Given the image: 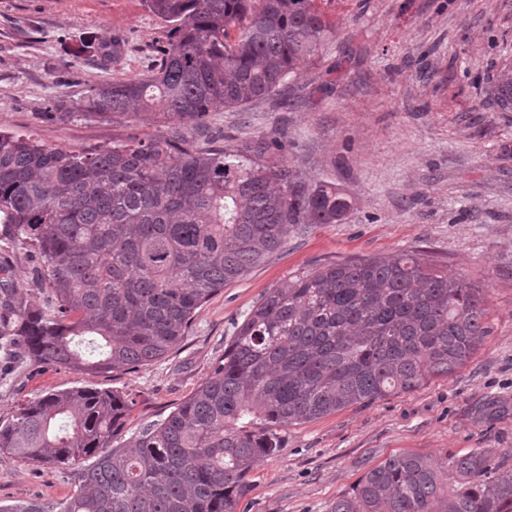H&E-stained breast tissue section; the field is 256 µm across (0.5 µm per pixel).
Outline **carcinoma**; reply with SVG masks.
<instances>
[{"mask_svg": "<svg viewBox=\"0 0 512 512\" xmlns=\"http://www.w3.org/2000/svg\"><path fill=\"white\" fill-rule=\"evenodd\" d=\"M169 29L144 78L90 90L73 110L162 131L93 151L51 149L0 132V224L33 245L29 307L0 261V350L89 375L167 357L196 311L282 248L298 224H341L351 198L306 184L284 144L225 141L207 124L297 76L335 29L317 0H144ZM81 52L118 59L117 40ZM512 111V65L493 85ZM489 335L479 289L416 253L333 262L272 288L236 327L193 395L133 439L117 440L130 404L93 387L48 392L0 424V456L36 466L88 458L57 512H237L248 476L280 451L278 429L409 392L448 376ZM444 466L400 453L370 469L332 512H512V470L490 477L485 453Z\"/></svg>", "mask_w": 512, "mask_h": 512, "instance_id": "1", "label": "carcinoma"}]
</instances>
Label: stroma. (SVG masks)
I'll list each match as a JSON object with an SVG mask.
<instances>
[{
  "mask_svg": "<svg viewBox=\"0 0 512 512\" xmlns=\"http://www.w3.org/2000/svg\"><path fill=\"white\" fill-rule=\"evenodd\" d=\"M336 32L275 95L209 119L225 136L270 135L309 182L345 190L342 224H301L281 250L224 286L169 357L95 377L19 355L0 361V420L20 404L94 386L130 402L128 439L189 398L224 359L237 324L270 290L332 261L415 252L483 289L491 333L448 376L280 428L282 449L251 471L238 512H331L370 468L402 452L437 462L472 450L512 469V112L490 95L512 63V0H319ZM124 45L118 62L76 55L86 36ZM167 31L143 0H0V130L54 148L154 136L146 118L120 124L72 115L94 86L155 69ZM34 250L0 235L14 284L29 287ZM79 467L0 461V502L53 508Z\"/></svg>",
  "mask_w": 512,
  "mask_h": 512,
  "instance_id": "obj_1",
  "label": "stroma"
}]
</instances>
